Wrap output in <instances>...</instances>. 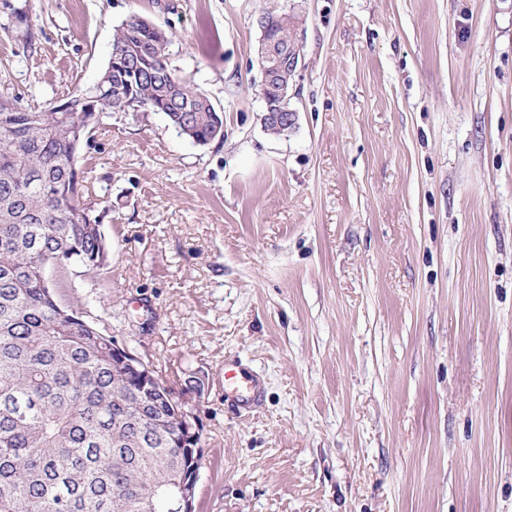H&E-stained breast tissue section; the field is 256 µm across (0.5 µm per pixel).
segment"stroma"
<instances>
[{"mask_svg": "<svg viewBox=\"0 0 512 512\" xmlns=\"http://www.w3.org/2000/svg\"><path fill=\"white\" fill-rule=\"evenodd\" d=\"M268 12L302 19L284 135ZM134 16L224 137L103 114L76 168L107 262L45 274L196 416L195 512H512V0H0V97L86 90ZM270 14L266 13L260 20L262 37L258 47V58L263 74L261 96L264 103V115L262 120L266 129H285L288 131L296 124V112L289 107V100L291 97L290 88L293 86V79L297 70L294 67L283 66L279 62L268 66H264L263 63L272 61L274 57H277L276 45L278 41L298 45L295 34L300 21L294 15L274 16ZM282 19H284V22H281ZM272 22L277 25L282 24V32L278 38H271L268 35V29ZM267 90H273L274 95L266 94ZM261 382L259 379L243 374L233 368H224V391L232 394L241 403L250 405L261 397Z\"/></svg>", "mask_w": 512, "mask_h": 512, "instance_id": "stroma-1", "label": "stroma"}]
</instances>
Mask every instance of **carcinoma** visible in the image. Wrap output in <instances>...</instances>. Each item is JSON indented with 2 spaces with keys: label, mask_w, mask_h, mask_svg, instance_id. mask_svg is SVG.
Instances as JSON below:
<instances>
[{
  "label": "carcinoma",
  "mask_w": 512,
  "mask_h": 512,
  "mask_svg": "<svg viewBox=\"0 0 512 512\" xmlns=\"http://www.w3.org/2000/svg\"><path fill=\"white\" fill-rule=\"evenodd\" d=\"M166 41L118 25L112 49L145 71L104 70L96 107L160 112L204 142L213 113L170 68ZM93 120L80 105L23 112L0 99V512H169L199 468V429L167 381L62 306L44 275L50 262L106 261L75 164L76 132Z\"/></svg>",
  "instance_id": "1"
}]
</instances>
